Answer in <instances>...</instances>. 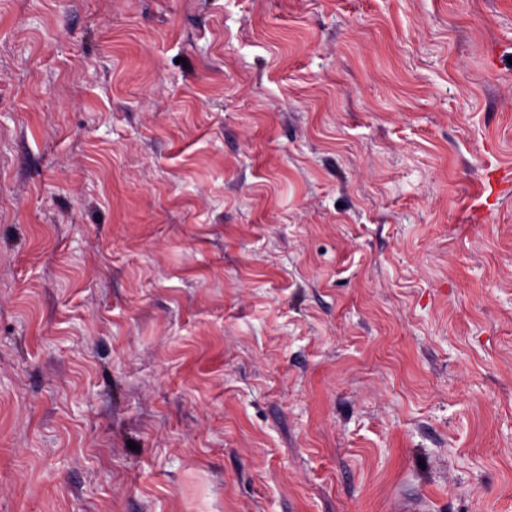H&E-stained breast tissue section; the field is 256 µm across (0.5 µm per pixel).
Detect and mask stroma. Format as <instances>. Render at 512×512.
I'll use <instances>...</instances> for the list:
<instances>
[{
	"instance_id": "stroma-1",
	"label": "stroma",
	"mask_w": 512,
	"mask_h": 512,
	"mask_svg": "<svg viewBox=\"0 0 512 512\" xmlns=\"http://www.w3.org/2000/svg\"><path fill=\"white\" fill-rule=\"evenodd\" d=\"M512 0H0V512H512Z\"/></svg>"
}]
</instances>
